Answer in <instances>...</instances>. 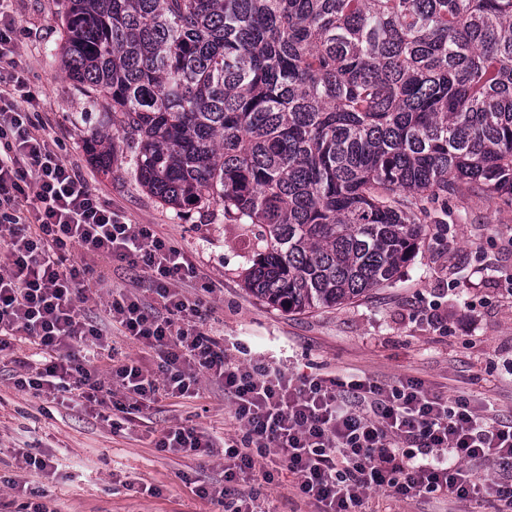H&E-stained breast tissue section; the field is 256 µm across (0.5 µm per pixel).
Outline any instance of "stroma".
I'll return each mask as SVG.
<instances>
[{
  "mask_svg": "<svg viewBox=\"0 0 512 512\" xmlns=\"http://www.w3.org/2000/svg\"><path fill=\"white\" fill-rule=\"evenodd\" d=\"M8 10L22 32L16 62L44 101L51 146L127 223L153 225L189 253L219 289L210 325L225 343L294 379L337 373L394 385L416 377L448 397L491 404L497 422H512L511 207L468 192L421 200L429 232L399 279L340 307L277 310L245 288L256 226L228 222L218 204L177 217L141 187L127 158L107 175L95 168L83 147L95 127L80 119L91 106L60 61L58 0H10ZM18 371L0 354V512H20L8 478L45 489L49 512H218L193 488L198 479L223 482V456L168 453L154 441L180 425L230 430L220 387L203 384L200 397L163 402L116 432L85 408L17 389ZM32 449L57 459L55 475L25 465Z\"/></svg>",
  "mask_w": 512,
  "mask_h": 512,
  "instance_id": "stroma-1",
  "label": "stroma"
}]
</instances>
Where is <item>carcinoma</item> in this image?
<instances>
[{
	"mask_svg": "<svg viewBox=\"0 0 512 512\" xmlns=\"http://www.w3.org/2000/svg\"><path fill=\"white\" fill-rule=\"evenodd\" d=\"M60 2L90 159L123 148L178 215L260 228L245 282L269 306L392 283L425 195L512 206V0Z\"/></svg>",
	"mask_w": 512,
	"mask_h": 512,
	"instance_id": "cac0c4a2",
	"label": "carcinoma"
}]
</instances>
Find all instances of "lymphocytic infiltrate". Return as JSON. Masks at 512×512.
<instances>
[{"label": "lymphocytic infiltrate", "mask_w": 512, "mask_h": 512, "mask_svg": "<svg viewBox=\"0 0 512 512\" xmlns=\"http://www.w3.org/2000/svg\"><path fill=\"white\" fill-rule=\"evenodd\" d=\"M43 101L23 73L0 83V352L16 353L15 384L34 398L67 397L120 412L198 397L221 387L243 435L216 437L193 426L164 431L156 448L198 458L224 456V483H201L199 498L224 512H274L251 482L271 484L280 468L317 512H375L372 497L439 495L488 499L512 512V424L466 397L448 399L415 378L394 386L327 375L297 381L260 360L242 362L208 326L214 286L187 296L198 272L189 254L151 225L126 223L50 147ZM79 248L83 259L69 258ZM122 263L149 283L143 294L109 288ZM103 303L107 325L91 320ZM150 349L157 370L120 356L113 335ZM31 354H22L23 345ZM109 360L101 371L99 360ZM471 463L493 470L478 482Z\"/></svg>", "instance_id": "lymphocytic-infiltrate-1"}]
</instances>
